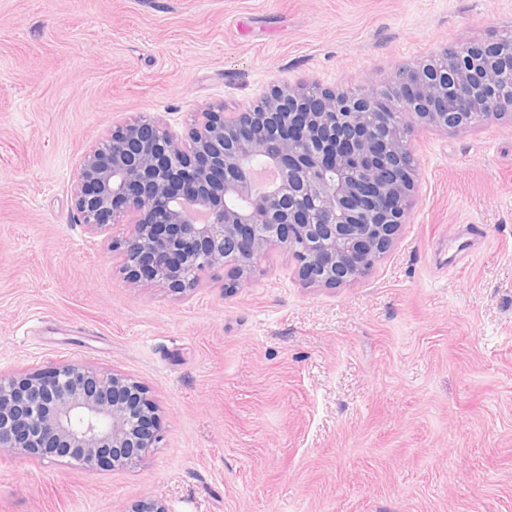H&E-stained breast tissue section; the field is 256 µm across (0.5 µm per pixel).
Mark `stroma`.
<instances>
[{
  "label": "stroma",
  "mask_w": 512,
  "mask_h": 512,
  "mask_svg": "<svg viewBox=\"0 0 512 512\" xmlns=\"http://www.w3.org/2000/svg\"><path fill=\"white\" fill-rule=\"evenodd\" d=\"M512 32V0H0V373L142 382L163 439L104 471L0 450V512H512V121L418 127L413 208L339 288L129 287L73 203L113 125L234 112L276 83L357 93Z\"/></svg>",
  "instance_id": "obj_1"
}]
</instances>
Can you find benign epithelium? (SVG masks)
Returning a JSON list of instances; mask_svg holds the SVG:
<instances>
[{
    "mask_svg": "<svg viewBox=\"0 0 512 512\" xmlns=\"http://www.w3.org/2000/svg\"><path fill=\"white\" fill-rule=\"evenodd\" d=\"M491 117L512 120V36L493 33L399 71L359 96L316 84L273 86L237 112L205 107L183 134L158 116L112 127L80 162L74 206L112 242L132 287L175 293L224 272L251 281L273 246L308 286L347 285L392 247L415 195L408 136ZM158 408L141 383L66 362L0 374V448L112 470L160 441Z\"/></svg>",
    "mask_w": 512,
    "mask_h": 512,
    "instance_id": "benign-epithelium-1",
    "label": "benign epithelium"
}]
</instances>
